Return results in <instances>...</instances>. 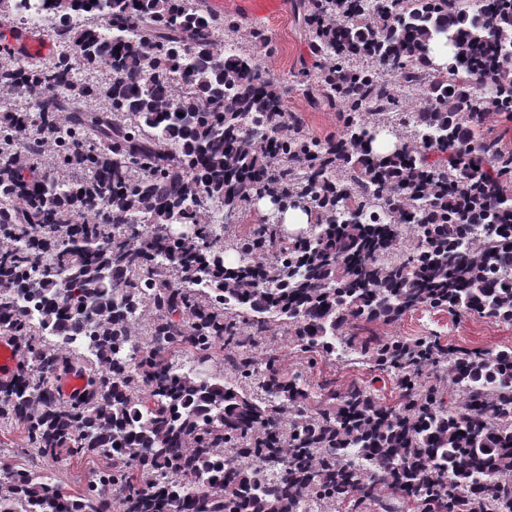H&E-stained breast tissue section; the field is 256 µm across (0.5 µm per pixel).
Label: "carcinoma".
<instances>
[{
    "instance_id": "1",
    "label": "carcinoma",
    "mask_w": 512,
    "mask_h": 512,
    "mask_svg": "<svg viewBox=\"0 0 512 512\" xmlns=\"http://www.w3.org/2000/svg\"><path fill=\"white\" fill-rule=\"evenodd\" d=\"M42 3L106 77L0 47V95L33 103L0 112V424L104 464L75 494L1 466L0 512H512V348L358 334L419 308L512 323V148L484 133L512 115V0H301L325 140L201 0ZM338 344L398 401L312 383Z\"/></svg>"
}]
</instances>
